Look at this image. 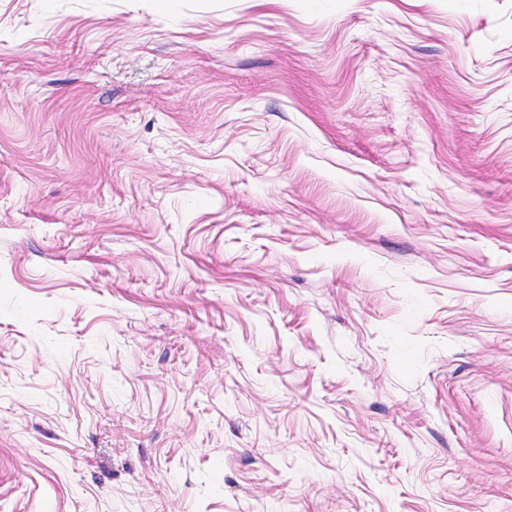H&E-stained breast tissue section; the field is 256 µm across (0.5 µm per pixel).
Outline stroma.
Segmentation results:
<instances>
[{
	"label": "stroma",
	"mask_w": 512,
	"mask_h": 512,
	"mask_svg": "<svg viewBox=\"0 0 512 512\" xmlns=\"http://www.w3.org/2000/svg\"><path fill=\"white\" fill-rule=\"evenodd\" d=\"M0 512H512V0H0Z\"/></svg>",
	"instance_id": "35a3bbf8"
}]
</instances>
